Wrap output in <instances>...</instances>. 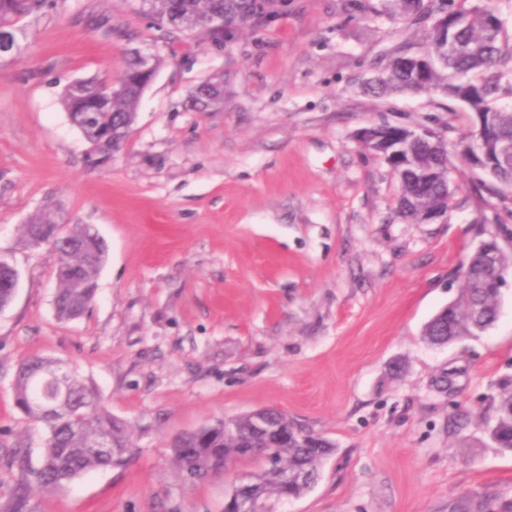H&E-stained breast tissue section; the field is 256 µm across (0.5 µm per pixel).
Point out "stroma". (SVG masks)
<instances>
[{"instance_id":"1","label":"stroma","mask_w":512,"mask_h":512,"mask_svg":"<svg viewBox=\"0 0 512 512\" xmlns=\"http://www.w3.org/2000/svg\"><path fill=\"white\" fill-rule=\"evenodd\" d=\"M123 25L121 38L101 24ZM397 0H271L225 30L158 38L137 0H51L0 60V259L19 272L0 310V512L15 442L38 466L41 425L17 407L15 367L30 356L76 369L130 426L134 455L38 491L31 512H224L222 473L191 484L172 463L184 433L273 407L332 441L318 483L278 512H481L512 502V454L481 422L512 376V269L494 325L442 346L425 324L459 294L481 231L512 237V210L481 203L454 162L447 222L399 209L398 173L360 140L384 123L426 127L455 146L459 101L366 82L421 40ZM163 60L122 152L86 163L61 104L77 80L117 76L126 48ZM223 83L196 111L189 92ZM108 245L94 302L54 309L57 256L19 233L46 203ZM453 381L441 392V376Z\"/></svg>"}]
</instances>
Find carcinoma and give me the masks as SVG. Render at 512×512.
<instances>
[{"label": "carcinoma", "mask_w": 512, "mask_h": 512, "mask_svg": "<svg viewBox=\"0 0 512 512\" xmlns=\"http://www.w3.org/2000/svg\"><path fill=\"white\" fill-rule=\"evenodd\" d=\"M405 9L416 19L437 13L438 6L423 0H403ZM241 0H140L141 10L155 20L163 34L201 32L208 40H219L223 32L214 30L208 19L217 13L231 12ZM47 0H0V23L10 26L17 49L26 34L25 20L45 9ZM496 11L492 0H451L448 26L429 27L423 43L404 49L424 61L417 70L390 65L376 90L388 93L406 91L419 85L433 94L467 101V109L480 113L485 124L484 147L493 152L503 143H512V109L499 106V101L512 96V33L496 42L487 41V32ZM463 47L446 65L436 63L448 41ZM146 78L135 72L133 62L117 79L82 80L65 87L61 96L65 112L94 109V118L102 124L134 122L141 99V86ZM412 128L384 123L376 128V136L367 144L372 152L380 150L384 141L401 149L397 171L401 178L400 203L403 214L419 222L433 211L451 208L448 192L450 161L447 145L431 147L413 141ZM512 183V164L500 165L493 176L480 182L479 192L504 200L501 186ZM59 218L48 206L31 216L21 226L26 244H34L39 224H51ZM84 228L72 225L69 235L55 241L58 254L57 291L54 308L58 318L80 317L95 297L96 278L108 252L101 243L94 250L83 245ZM512 267V252L504 249L497 238L489 239L475 249L462 268V284L458 298L432 317L424 329L432 344L444 345L490 328L497 319L501 289L495 273ZM56 362L39 356L20 361L13 385L15 402L31 421L42 425L46 437L38 467L28 463L27 448L19 445L5 459L16 472L7 512H29L28 493L33 487L60 491L77 478L94 469H104L131 457L134 448L127 424L106 409L97 389L85 379L71 373L67 390L45 404L40 401L39 382L43 373L56 371ZM492 397L494 416L484 422L490 441L501 451L512 453V378L498 384ZM265 415L273 429L288 433V440L257 431V418ZM107 438L109 450L98 448ZM335 452L327 438L307 431L275 408H260L248 413L201 427L180 435L172 448L174 468L182 480L192 474L203 480L240 460L261 463V468L248 475L253 486L255 512H276L284 491L300 497L310 490L298 476L321 474L323 462Z\"/></svg>", "instance_id": "carcinoma-1"}]
</instances>
